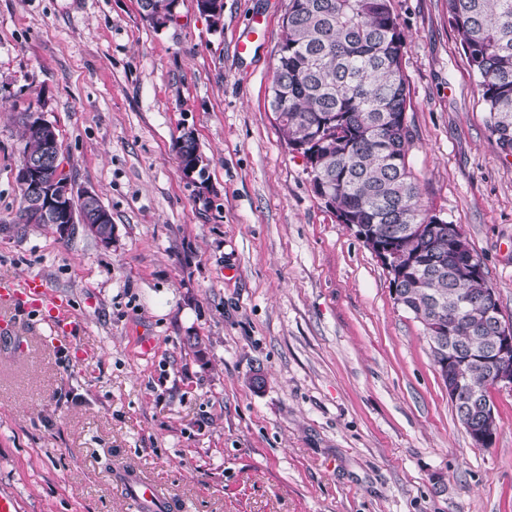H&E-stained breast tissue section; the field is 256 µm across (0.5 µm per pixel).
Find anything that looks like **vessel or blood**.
<instances>
[{"instance_id": "vessel-or-blood-1", "label": "vessel or blood", "mask_w": 512, "mask_h": 512, "mask_svg": "<svg viewBox=\"0 0 512 512\" xmlns=\"http://www.w3.org/2000/svg\"><path fill=\"white\" fill-rule=\"evenodd\" d=\"M18 310L42 315L52 335L75 339L81 333V324L68 298L52 290L41 275L0 279V321H11ZM128 484L142 512H149L150 508L160 505L164 500L160 488L138 476H130Z\"/></svg>"}]
</instances>
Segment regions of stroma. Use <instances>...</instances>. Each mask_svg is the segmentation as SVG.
<instances>
[{
    "label": "stroma",
    "instance_id": "stroma-1",
    "mask_svg": "<svg viewBox=\"0 0 512 512\" xmlns=\"http://www.w3.org/2000/svg\"><path fill=\"white\" fill-rule=\"evenodd\" d=\"M287 5L224 0L214 32L195 0L161 31L140 0H0V276L42 275L83 323L69 342L21 312L29 358L0 346V491L20 512H140L131 471L171 512H512V389H490L496 438L473 447L420 323L279 133ZM389 7L421 198L512 323V156L445 0ZM30 109L111 211V246L16 231ZM186 129L203 190L176 160ZM181 139H183V145L181 147V150L184 151L183 157L185 159H183L177 153V159H178L179 166L183 170L184 163L186 165L189 163H193L194 166L197 168H194L191 165L188 166L185 170V175L187 178L193 180L195 183H197L199 185L201 183L204 185L208 180V178L206 177L207 163H206L205 157L199 150V146H198V143H197V140H196V137H195L193 131H191V130H189L187 132L184 131L178 138L177 143ZM196 171H197L200 183L195 181L193 178V175L196 173Z\"/></svg>",
    "mask_w": 512,
    "mask_h": 512
}]
</instances>
